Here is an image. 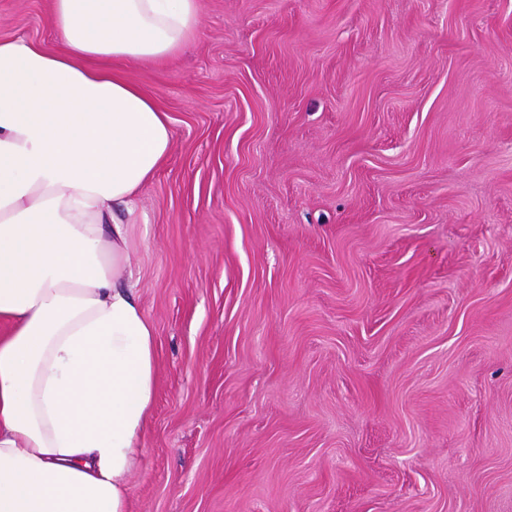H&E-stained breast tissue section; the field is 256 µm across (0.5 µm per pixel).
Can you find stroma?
Wrapping results in <instances>:
<instances>
[{
    "mask_svg": "<svg viewBox=\"0 0 512 512\" xmlns=\"http://www.w3.org/2000/svg\"><path fill=\"white\" fill-rule=\"evenodd\" d=\"M128 266L130 512H512V0H199ZM50 0L0 37L56 48Z\"/></svg>",
    "mask_w": 512,
    "mask_h": 512,
    "instance_id": "stroma-1",
    "label": "stroma"
}]
</instances>
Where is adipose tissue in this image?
<instances>
[{"instance_id":"adipose-tissue-1","label":"adipose tissue","mask_w":512,"mask_h":512,"mask_svg":"<svg viewBox=\"0 0 512 512\" xmlns=\"http://www.w3.org/2000/svg\"><path fill=\"white\" fill-rule=\"evenodd\" d=\"M59 50L0 38V512H129L157 390L118 216L169 117L116 64L174 56L198 0H51Z\"/></svg>"}]
</instances>
